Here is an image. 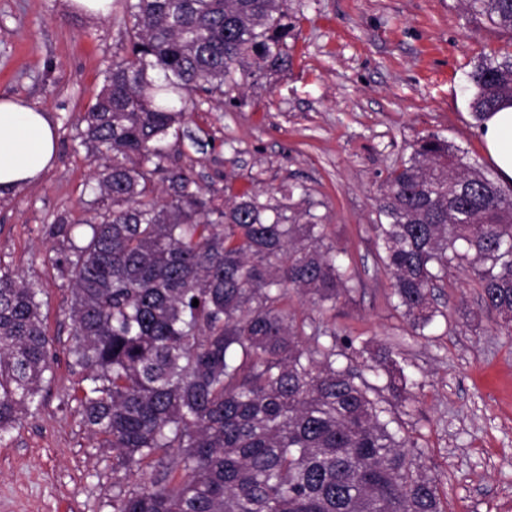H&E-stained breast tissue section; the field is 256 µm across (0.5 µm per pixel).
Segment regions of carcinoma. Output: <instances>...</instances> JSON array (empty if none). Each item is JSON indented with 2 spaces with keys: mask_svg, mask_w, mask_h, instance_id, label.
Listing matches in <instances>:
<instances>
[{
  "mask_svg": "<svg viewBox=\"0 0 512 512\" xmlns=\"http://www.w3.org/2000/svg\"><path fill=\"white\" fill-rule=\"evenodd\" d=\"M512 30V0H469ZM123 54L84 112L96 197L71 246L76 399L89 435L121 460L113 512H447L381 393L409 398L392 352L289 311L320 314L354 290L329 225L295 214L297 185L224 205L176 166L189 112L288 70L287 0H125ZM478 122L512 104V51L470 75ZM374 225L394 309L423 330L453 265L512 335V189L435 134L395 161ZM39 289L0 268V440L53 374ZM199 304L192 305L193 300ZM161 470L128 482L147 459Z\"/></svg>",
  "mask_w": 512,
  "mask_h": 512,
  "instance_id": "carcinoma-1",
  "label": "carcinoma"
}]
</instances>
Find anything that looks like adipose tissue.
Returning <instances> with one entry per match:
<instances>
[{"mask_svg": "<svg viewBox=\"0 0 512 512\" xmlns=\"http://www.w3.org/2000/svg\"><path fill=\"white\" fill-rule=\"evenodd\" d=\"M479 137L505 181H512V105L480 126ZM56 134L49 115L24 100L0 98V197L14 195L51 166Z\"/></svg>", "mask_w": 512, "mask_h": 512, "instance_id": "ef3b65f1", "label": "adipose tissue"}]
</instances>
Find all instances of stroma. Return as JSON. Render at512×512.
<instances>
[{"label":"stroma","mask_w":512,"mask_h":512,"mask_svg":"<svg viewBox=\"0 0 512 512\" xmlns=\"http://www.w3.org/2000/svg\"><path fill=\"white\" fill-rule=\"evenodd\" d=\"M288 13V71L243 86L239 105L199 104L175 161L220 199L306 188L357 279L327 323L397 353L414 387L392 409L448 512H512V336L482 312L474 275L459 268L434 291L441 318L415 331L392 307L372 230L388 168L423 137L439 135L494 172L468 106L469 75L512 45V32L468 0H288ZM128 24L121 4L94 19L68 0H0V97L45 110L57 134L52 168L0 199V266L38 284L54 340L39 408L0 440V512H112L116 458L88 435L74 399L80 373L60 272L69 244L53 226L82 219L92 198L80 119Z\"/></svg>","instance_id":"1"}]
</instances>
